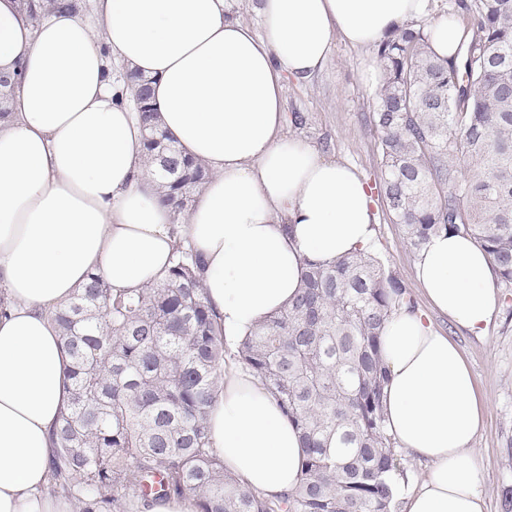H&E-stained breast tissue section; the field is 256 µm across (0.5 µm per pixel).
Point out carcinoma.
Listing matches in <instances>:
<instances>
[{
    "instance_id": "1",
    "label": "carcinoma",
    "mask_w": 512,
    "mask_h": 512,
    "mask_svg": "<svg viewBox=\"0 0 512 512\" xmlns=\"http://www.w3.org/2000/svg\"><path fill=\"white\" fill-rule=\"evenodd\" d=\"M36 23L80 0H20ZM470 37L457 61L428 51L423 26L377 45L383 70L371 133L379 193L405 242L467 235L512 285V0H457ZM18 75L0 78V120ZM127 90L144 126L147 165L182 216L210 177L156 122L150 83ZM177 245L155 286L112 293L94 274L55 315L71 358L69 401L52 433L48 493L72 512H142L196 497L200 512H398L403 457L383 407L379 338L392 309L414 306L374 250L329 266L308 261L292 304L258 322L234 352L217 336L196 275ZM257 377L301 432L300 483L275 498L240 484L212 448L209 409L226 356Z\"/></svg>"
}]
</instances>
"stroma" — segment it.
<instances>
[{"instance_id": "35a3bbf8", "label": "stroma", "mask_w": 512, "mask_h": 512, "mask_svg": "<svg viewBox=\"0 0 512 512\" xmlns=\"http://www.w3.org/2000/svg\"><path fill=\"white\" fill-rule=\"evenodd\" d=\"M374 50L333 43L328 66L310 81L288 80L283 97L285 112H298L304 126L286 125L288 134L313 144L327 143L329 156L355 165L367 186L380 175V158L367 128L376 89L364 78ZM375 248L407 286L416 306L425 301L414 277L415 255L404 242L401 225L390 223L383 202H376ZM498 311L485 335L472 336L457 330L441 316L435 325L447 331L459 345L485 400V419L472 446L479 467L480 490L487 512H512L506 500L512 491V287L498 285Z\"/></svg>"}]
</instances>
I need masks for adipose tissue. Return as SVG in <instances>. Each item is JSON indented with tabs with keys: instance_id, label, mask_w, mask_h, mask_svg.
I'll return each instance as SVG.
<instances>
[{
	"instance_id": "adipose-tissue-1",
	"label": "adipose tissue",
	"mask_w": 512,
	"mask_h": 512,
	"mask_svg": "<svg viewBox=\"0 0 512 512\" xmlns=\"http://www.w3.org/2000/svg\"><path fill=\"white\" fill-rule=\"evenodd\" d=\"M259 27L228 0H93L31 22L0 0V74L20 73L0 121V512H70L48 495L51 431L68 393L51 311L88 275L113 291L159 281L178 241L199 257L221 336L244 337L291 303L305 261L370 249L373 197L358 170L285 133L287 79L327 65L334 39L364 49L426 21L453 59L467 33L428 0H258ZM154 78L159 119L211 177L175 219L145 166L136 112L112 64ZM430 307L395 308L381 338L388 427L427 463L405 512H486L472 440L485 405L471 369L432 314L484 335L499 304L489 257L462 235H433L414 264ZM213 448L245 485L294 488L300 433L243 367L224 368L209 417Z\"/></svg>"
}]
</instances>
